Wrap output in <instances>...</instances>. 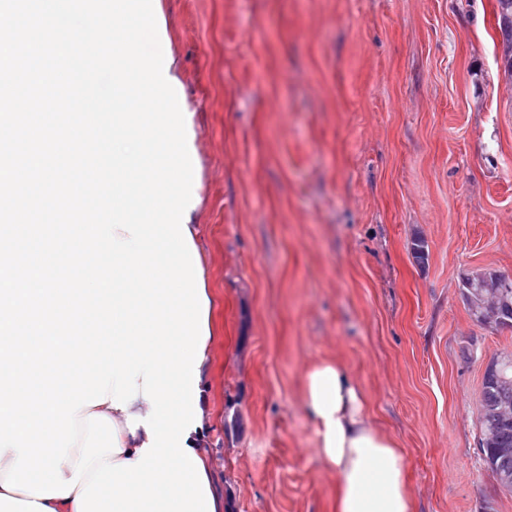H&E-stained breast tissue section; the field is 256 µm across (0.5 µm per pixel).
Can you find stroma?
<instances>
[{"label":"stroma","instance_id":"1","mask_svg":"<svg viewBox=\"0 0 512 512\" xmlns=\"http://www.w3.org/2000/svg\"><path fill=\"white\" fill-rule=\"evenodd\" d=\"M161 4L196 133L228 512H332L336 478L302 408L323 359L400 444L418 512H512L478 457L484 362L512 353V331L480 328L460 294L471 271L512 277L496 0Z\"/></svg>","mask_w":512,"mask_h":512}]
</instances>
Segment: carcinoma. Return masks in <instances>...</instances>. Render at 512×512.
<instances>
[{"mask_svg":"<svg viewBox=\"0 0 512 512\" xmlns=\"http://www.w3.org/2000/svg\"><path fill=\"white\" fill-rule=\"evenodd\" d=\"M498 27L502 35L505 71L512 78V0H497ZM461 294L467 311L478 324H483L473 312L469 298H474L477 308L488 301L493 307L489 328L512 329V281L493 271L481 270L462 280ZM512 405V382L502 383L495 375L485 374L482 379L479 403L478 454L482 465L493 473L512 474V455L504 459L498 449L512 448V419L503 422L497 410L503 403Z\"/></svg>","mask_w":512,"mask_h":512,"instance_id":"carcinoma-1","label":"carcinoma"}]
</instances>
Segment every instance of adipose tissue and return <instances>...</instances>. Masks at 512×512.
<instances>
[{"mask_svg": "<svg viewBox=\"0 0 512 512\" xmlns=\"http://www.w3.org/2000/svg\"><path fill=\"white\" fill-rule=\"evenodd\" d=\"M303 407L315 427V451L336 476L334 512H416L403 451L397 441L373 425L369 403L350 372L337 361L323 360L307 372ZM144 398L127 410L111 403L83 407L81 415L111 418L120 450L110 463L133 462L148 440L145 428L129 430V415H146ZM0 512H76L73 498H37L25 491L0 488Z\"/></svg>", "mask_w": 512, "mask_h": 512, "instance_id": "adipose-tissue-1", "label": "adipose tissue"}]
</instances>
